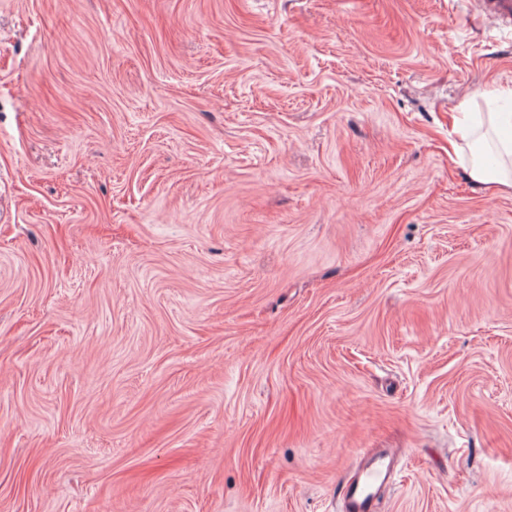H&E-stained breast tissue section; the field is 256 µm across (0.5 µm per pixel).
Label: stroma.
Masks as SVG:
<instances>
[{"label": "stroma", "mask_w": 512, "mask_h": 512, "mask_svg": "<svg viewBox=\"0 0 512 512\" xmlns=\"http://www.w3.org/2000/svg\"><path fill=\"white\" fill-rule=\"evenodd\" d=\"M492 86L471 0H0V512H512ZM469 175L472 181L486 187L502 186L512 188V181L504 178L500 171L488 168L482 164H474L470 169ZM391 476V460L386 456L371 455L359 476L343 485L340 498L346 512H379L377 492Z\"/></svg>", "instance_id": "35a3bbf8"}]
</instances>
